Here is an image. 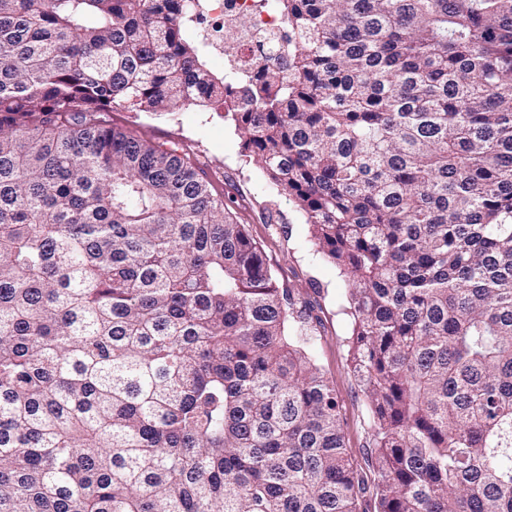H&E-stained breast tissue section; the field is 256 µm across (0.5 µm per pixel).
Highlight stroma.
I'll return each mask as SVG.
<instances>
[{
	"label": "stroma",
	"mask_w": 512,
	"mask_h": 512,
	"mask_svg": "<svg viewBox=\"0 0 512 512\" xmlns=\"http://www.w3.org/2000/svg\"><path fill=\"white\" fill-rule=\"evenodd\" d=\"M110 120L137 136L179 147L204 171L233 218L245 225L279 286L290 289L296 309L303 312L302 320L289 321L288 333L309 343L333 388L348 457L365 482L373 483L369 405L348 356L347 283L333 264L313 252L302 214L247 161L240 134L220 107L192 106L164 116L115 112Z\"/></svg>",
	"instance_id": "stroma-1"
}]
</instances>
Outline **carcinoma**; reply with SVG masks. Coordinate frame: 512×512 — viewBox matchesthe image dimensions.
<instances>
[{"mask_svg":"<svg viewBox=\"0 0 512 512\" xmlns=\"http://www.w3.org/2000/svg\"><path fill=\"white\" fill-rule=\"evenodd\" d=\"M0 0V512H360L245 225L114 111L224 108L348 282L375 512H512V0ZM186 4L197 15L202 34L214 47L215 39L223 37L224 27L240 19L253 5V0H187ZM253 23L252 28L256 31L268 34L280 31V20L270 11L253 15ZM256 31L239 33L233 44L229 46L226 42L224 53L214 47L215 57L221 60L226 57L231 64L237 66H243L247 60L259 54L276 58V47L255 36Z\"/></svg>","mask_w":512,"mask_h":512,"instance_id":"1","label":"carcinoma"}]
</instances>
